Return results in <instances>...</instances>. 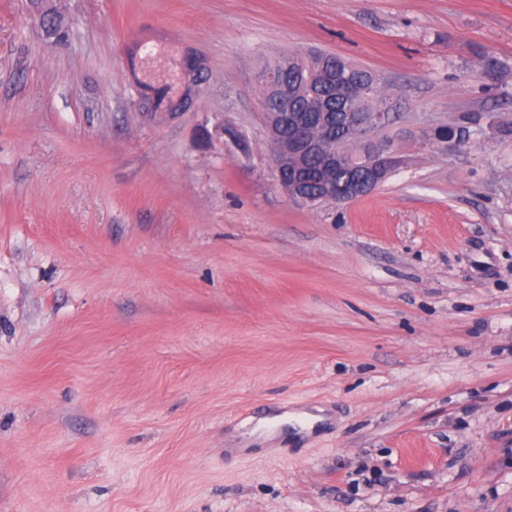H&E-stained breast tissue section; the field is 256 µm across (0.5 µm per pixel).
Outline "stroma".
Returning <instances> with one entry per match:
<instances>
[{"instance_id":"stroma-1","label":"stroma","mask_w":512,"mask_h":512,"mask_svg":"<svg viewBox=\"0 0 512 512\" xmlns=\"http://www.w3.org/2000/svg\"><path fill=\"white\" fill-rule=\"evenodd\" d=\"M310 48L403 159L316 207ZM0 512H512V0H0ZM277 61L269 63L259 79L276 92L278 112H268L263 103L262 107L279 184L300 204L324 203H314L318 199L350 201L371 193L401 164V159L378 139L391 122L387 106L380 105L370 112H330L324 102L317 105L316 112H298L297 86L288 84L285 75L298 66L294 77L301 81L319 74L316 69L322 63L324 72L336 69L357 90L343 104L346 109L372 107L374 99L382 101L380 79L335 53L294 52L278 67L268 69ZM363 88L367 92L362 96ZM287 125L288 133L284 132ZM313 157L321 159V166L312 181L315 189L311 190L304 178V167ZM294 419H304L305 423L302 425V429H313L314 425L323 420L321 416L313 415L309 413H288L287 411L282 414L275 415L271 418L265 419L261 421L258 427L251 433L255 434L258 430H263L259 434V437L264 438V441L270 443V445H277L279 442H276L279 438L282 437L281 432H277L273 430L278 425L288 422V420Z\"/></svg>"}]
</instances>
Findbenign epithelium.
<instances>
[{
  "label": "benign epithelium",
  "instance_id": "7a95c632",
  "mask_svg": "<svg viewBox=\"0 0 512 512\" xmlns=\"http://www.w3.org/2000/svg\"><path fill=\"white\" fill-rule=\"evenodd\" d=\"M295 68L296 61L288 58L259 75L276 92L277 111H266L264 117L279 184L300 204L350 201L371 193L401 164L378 139L391 113L382 106L369 112H332L325 103L314 112H300L297 86L285 79ZM313 157L321 159V166L312 190L304 167Z\"/></svg>",
  "mask_w": 512,
  "mask_h": 512
}]
</instances>
